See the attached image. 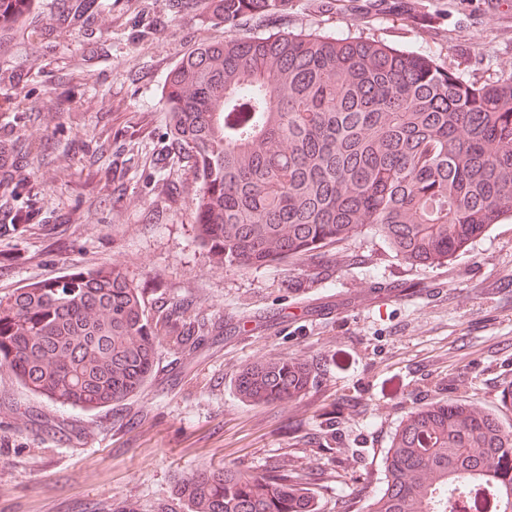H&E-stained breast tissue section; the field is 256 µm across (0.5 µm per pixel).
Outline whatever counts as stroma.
<instances>
[{
	"label": "stroma",
	"instance_id": "stroma-1",
	"mask_svg": "<svg viewBox=\"0 0 512 512\" xmlns=\"http://www.w3.org/2000/svg\"><path fill=\"white\" fill-rule=\"evenodd\" d=\"M427 2L441 15L428 32L393 17L325 10L318 0H299L288 28L413 44L480 82L512 77V0L495 8L489 0ZM134 8L118 0L103 17L112 54L85 70L61 131L26 128L52 157L31 167L51 221L0 237V297L115 267L139 289L164 341L143 389L95 410L33 395L0 368V512H185L178 482L222 465L292 470L318 512H336L338 497L370 495L383 478L390 440L410 411L451 398L512 423V406L500 401L512 385V219L439 265L408 264L366 229L308 264L216 265L191 222L193 175L164 153L162 89L186 52L222 30L185 12L138 51L125 35ZM81 53L73 35L49 48L31 38L0 56V66L57 71ZM139 64L144 73L131 80ZM96 136L140 160L117 206L80 162L78 146ZM160 178L164 186L145 196ZM60 213L74 223H53ZM387 286L401 297L384 295ZM174 306L198 329L189 342L168 322ZM273 358L308 364L311 388L289 403H243L239 371Z\"/></svg>",
	"mask_w": 512,
	"mask_h": 512
}]
</instances>
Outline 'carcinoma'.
I'll use <instances>...</instances> for the list:
<instances>
[{
	"mask_svg": "<svg viewBox=\"0 0 512 512\" xmlns=\"http://www.w3.org/2000/svg\"><path fill=\"white\" fill-rule=\"evenodd\" d=\"M31 30L50 46L62 32L83 44L82 65L108 58L101 17L112 0H59ZM293 0H164L133 17L127 39L151 43L168 18L203 10L224 37L191 50L168 73L166 128L198 185L193 223L218 264L249 268L310 261L320 249L369 226L410 264L438 265L512 217V79L478 83L433 56L375 40L288 31ZM425 28L436 17L415 0H364ZM35 0H0V47L26 30ZM281 24L268 35L270 24ZM29 71L0 68V232L37 224L36 184L44 162L11 97ZM82 163L121 199L128 160ZM161 328L118 269L83 270L16 289L0 299V367L31 392L94 409L137 393L154 370ZM312 369L286 358L249 364L235 391L250 404L304 396ZM509 499L512 424L456 400L413 411L395 431L381 486L367 512H475L472 492ZM186 512H315L291 472L245 474L220 467L177 486Z\"/></svg>",
	"mask_w": 512,
	"mask_h": 512,
	"instance_id": "1",
	"label": "carcinoma"
}]
</instances>
